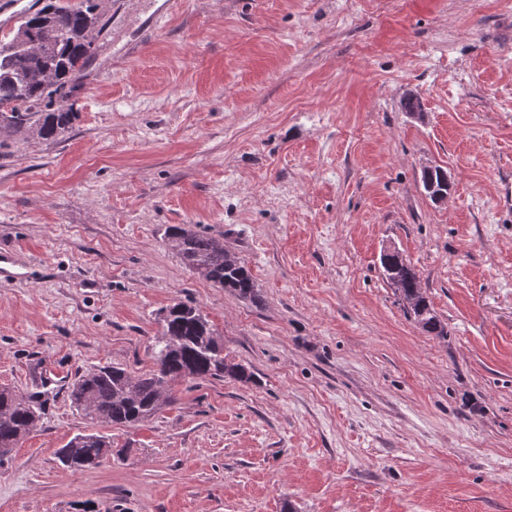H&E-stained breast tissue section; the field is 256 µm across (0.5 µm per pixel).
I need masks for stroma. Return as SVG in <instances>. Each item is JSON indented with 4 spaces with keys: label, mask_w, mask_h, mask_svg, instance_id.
Returning a JSON list of instances; mask_svg holds the SVG:
<instances>
[{
    "label": "stroma",
    "mask_w": 512,
    "mask_h": 512,
    "mask_svg": "<svg viewBox=\"0 0 512 512\" xmlns=\"http://www.w3.org/2000/svg\"><path fill=\"white\" fill-rule=\"evenodd\" d=\"M55 141L0 139V387L49 391L0 512H512V0H104ZM424 112H405L407 94ZM452 183L426 196L424 167ZM220 235L262 301L165 243ZM399 249L447 328L387 284ZM200 308L252 382L92 430L71 384ZM59 454L64 456L66 464ZM57 455L61 463L73 472L95 469L104 458L112 456V437L100 433L78 434L64 448H59Z\"/></svg>",
    "instance_id": "stroma-1"
}]
</instances>
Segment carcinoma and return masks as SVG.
<instances>
[{"mask_svg":"<svg viewBox=\"0 0 512 512\" xmlns=\"http://www.w3.org/2000/svg\"><path fill=\"white\" fill-rule=\"evenodd\" d=\"M103 0H45L27 12L0 50V137L26 134L48 141L71 127L77 113L67 105L80 87L82 72L95 58ZM429 198L448 193V172L423 169ZM165 237L182 263L218 288L257 303L260 288L241 259L224 248V238L205 236L187 224L167 227ZM384 275L407 312L430 335L445 338L446 325L431 306L420 277L401 253L384 267ZM160 336L153 347V369L133 376L114 366L94 368L69 389L73 408L96 423L134 425L175 398L183 378H230L250 382L253 374L224 357V343L203 312L176 302L159 314ZM43 401L23 399L0 387V448H14L43 415ZM73 472L95 469L112 454V437L78 434L58 449Z\"/></svg>","mask_w":512,"mask_h":512,"instance_id":"obj_1","label":"carcinoma"}]
</instances>
